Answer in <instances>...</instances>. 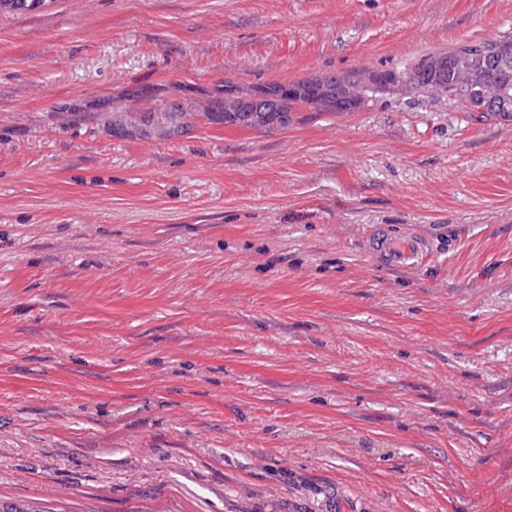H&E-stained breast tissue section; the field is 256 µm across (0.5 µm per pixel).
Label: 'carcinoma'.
Masks as SVG:
<instances>
[{"label":"carcinoma","instance_id":"obj_1","mask_svg":"<svg viewBox=\"0 0 512 512\" xmlns=\"http://www.w3.org/2000/svg\"><path fill=\"white\" fill-rule=\"evenodd\" d=\"M45 2L46 0H0V13L5 10L31 11ZM505 42L511 44L512 36H497L482 39L475 43H466L442 55L439 53L436 55L432 54L401 67L383 69L381 70L380 81L364 90L362 105L365 106L388 95L390 93V86L399 79L423 71L429 60L442 56L447 59L448 66L436 75L425 76L424 85L428 86V89L419 95V98H429L440 105L448 107V111L457 112L461 110V107L448 95L450 84L455 79L453 65L455 54L463 50L471 52L476 75L484 82L488 90L491 91L504 82L512 85V74L506 77L495 69L488 67L484 62V53L486 51ZM356 75L357 72L355 71L321 73L293 82L289 87L275 82L259 84L248 94L241 93L234 82L226 80L224 81V93L231 94V97L215 101L213 108L220 121L229 128L263 130L265 132L285 130L288 126L292 125L296 112L303 108H307L315 113H322V110L317 107V96L314 93V88L318 84L323 83L333 87L337 83L351 79ZM255 95L276 98L278 111H240L244 102L250 100ZM191 116H193L191 112L185 110L172 112L167 108L157 112H125L121 115L120 120L112 124V132L116 135H123L126 132V128L130 127L139 131L147 138L157 132L178 135L189 130V117Z\"/></svg>","mask_w":512,"mask_h":512}]
</instances>
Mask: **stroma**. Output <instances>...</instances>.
Instances as JSON below:
<instances>
[{
    "label": "stroma",
    "mask_w": 512,
    "mask_h": 512,
    "mask_svg": "<svg viewBox=\"0 0 512 512\" xmlns=\"http://www.w3.org/2000/svg\"><path fill=\"white\" fill-rule=\"evenodd\" d=\"M512 34V0H51L0 14V502L512 512V120L243 90ZM193 112L172 139L116 112ZM432 256L387 268L376 225Z\"/></svg>",
    "instance_id": "obj_1"
}]
</instances>
